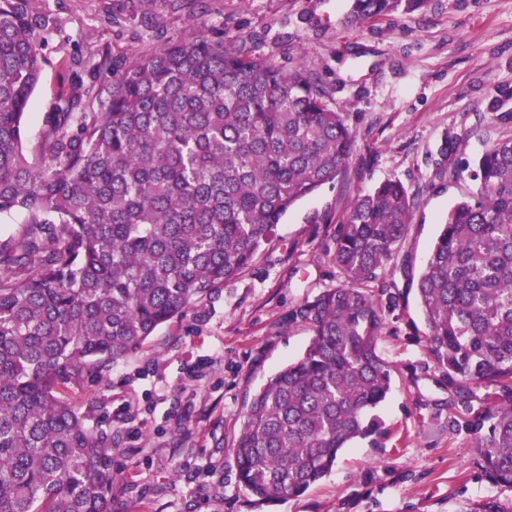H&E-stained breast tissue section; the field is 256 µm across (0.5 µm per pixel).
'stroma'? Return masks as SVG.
Returning <instances> with one entry per match:
<instances>
[{
    "mask_svg": "<svg viewBox=\"0 0 512 512\" xmlns=\"http://www.w3.org/2000/svg\"><path fill=\"white\" fill-rule=\"evenodd\" d=\"M204 2L205 30L170 18L169 33L220 37L285 68L306 66L346 114L356 150L346 176L290 209L234 281L162 325L107 382L71 393L91 406L92 426L119 441L112 512H470L486 498H512L478 466L470 437L448 428V385L409 289L382 308L377 352L394 387L378 410L381 437L355 442L319 484L274 505L240 485L231 451L246 396L309 342L304 328H287L289 310L341 281L327 246L356 192L386 180L406 186L416 212L401 253L421 268L443 217L475 187L468 162L512 134V0H428L425 11L363 26L345 25L347 0ZM137 3L20 0L57 20L41 44L28 149L73 75L92 84L98 50L131 57L153 47L150 31L129 21ZM448 141L458 172L442 179Z\"/></svg>",
    "mask_w": 512,
    "mask_h": 512,
    "instance_id": "1",
    "label": "stroma"
}]
</instances>
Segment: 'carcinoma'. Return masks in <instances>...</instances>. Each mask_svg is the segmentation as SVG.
<instances>
[{"mask_svg":"<svg viewBox=\"0 0 512 512\" xmlns=\"http://www.w3.org/2000/svg\"><path fill=\"white\" fill-rule=\"evenodd\" d=\"M139 2L140 25L164 44L123 60L102 52L94 70L112 83L72 84L32 156L35 33L56 19L0 0V216L25 214L0 243V512H112V434L64 391L107 381L160 326L235 280L298 201L346 174L355 149L306 67L221 39L166 40L156 0ZM161 4L201 19L198 0ZM426 4L349 0L348 19ZM456 152L441 149L437 175H455ZM473 180L417 273L395 263L413 223L406 187L388 180L352 198L329 247L343 282L290 310L308 345L244 403L232 451L257 501L303 495L344 448L383 434L376 410L393 376L376 351L381 308L360 285L388 269L417 280L460 427L492 481L512 488V136L485 148ZM470 384L486 389L480 412Z\"/></svg>","mask_w":512,"mask_h":512,"instance_id":"obj_1","label":"carcinoma"}]
</instances>
